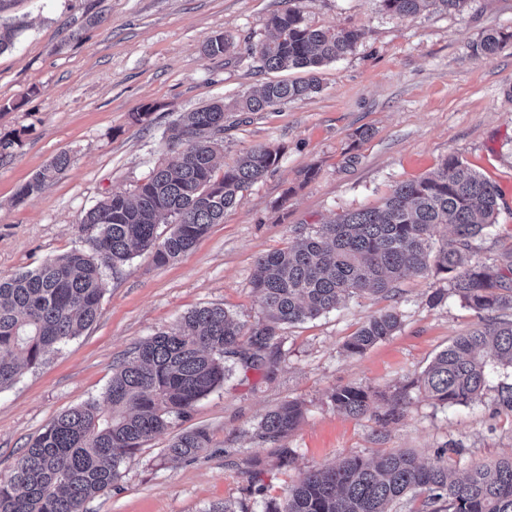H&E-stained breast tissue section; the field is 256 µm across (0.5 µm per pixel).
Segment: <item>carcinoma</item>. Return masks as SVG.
<instances>
[{"mask_svg":"<svg viewBox=\"0 0 512 512\" xmlns=\"http://www.w3.org/2000/svg\"><path fill=\"white\" fill-rule=\"evenodd\" d=\"M386 12L409 19L426 8L462 11L469 0H380ZM270 36L248 55L264 70L321 66L351 52L357 29L313 27L301 10L288 6L269 21ZM512 33L490 32L476 52L493 54ZM231 46L218 35L205 54L218 56ZM319 89L307 80L271 81L255 94L232 102L238 112H260L306 97ZM226 105L216 101L182 113L169 128L171 160L159 163L131 193L103 196L80 218L92 251L73 249L38 268L0 276V390L11 386L21 367L41 364L58 346L81 335L95 321L106 289V271L124 266L138 251L166 264L190 251L214 224L224 220L254 183L280 159V150L256 146L215 175L223 149ZM70 163L59 155L22 185L21 201L57 177ZM498 187L458 156L448 157L429 176L397 185L377 208L344 212L301 235L292 248L257 260L253 288L265 319L250 327L222 307L185 314L175 328L134 348L112 375L109 409L97 402L66 411L39 434L12 474L0 478V512H86L85 504L112 490L120 466L141 444L165 432L174 418L190 414L196 402L224 383L232 360L244 371L274 372L279 362L276 338L282 326L315 318L339 300L362 293L388 295L408 274H423L434 262L449 288L478 318L476 326L440 351L412 388L440 405L466 406L486 387L489 365L512 367V246L493 263L480 261L484 235L496 222ZM170 226L159 239L158 228ZM452 239L441 243L439 228ZM401 324L387 309L369 318L345 343L361 354ZM336 408L359 418L372 409L368 392L355 386L336 389ZM494 405L512 412V383L499 386ZM302 418L299 402L289 400L264 416L261 436L278 441ZM202 428L177 435L168 446L173 460L193 458L208 447ZM448 449L422 463L396 451L372 460L351 457L308 472L285 503L266 512H391L406 497L421 498L416 512H512V455L451 476Z\"/></svg>","mask_w":512,"mask_h":512,"instance_id":"cac0c4a2","label":"carcinoma"}]
</instances>
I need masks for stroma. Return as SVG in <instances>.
I'll return each instance as SVG.
<instances>
[{"label":"stroma","instance_id":"1","mask_svg":"<svg viewBox=\"0 0 512 512\" xmlns=\"http://www.w3.org/2000/svg\"><path fill=\"white\" fill-rule=\"evenodd\" d=\"M296 5L309 25L355 28L360 41L320 68L319 92L262 112H225L220 166L260 145L281 149L278 165L177 260L159 265L144 252L108 273L94 323L0 390V478L58 415L104 401L137 343L204 306L223 307L248 326L262 320L252 285L261 254L337 214L380 205L448 154L502 194L482 260L493 262L512 244V42L489 56L473 52L486 32H512V0H471L460 14L424 11L408 20L380 0ZM285 7V0H0V23L18 28L14 46L0 53V138L12 142L0 152V276L87 247L81 215L108 193L133 191L167 158L163 135L179 113L271 81L247 48L266 38L269 19ZM219 34L232 47L206 55ZM145 106L149 120L134 122ZM61 154L69 167L15 201L18 188ZM439 290L442 303L431 305ZM391 306L402 314L400 328L347 355L348 337ZM477 322L446 277L429 273L403 278L391 297L356 296L283 326L274 375L235 371L126 458L112 490L86 512H208L224 502L266 512L305 473L345 456L408 450L430 461L448 448L463 473L512 455V413L493 407L511 368L491 373L482 398L467 406H443L410 387ZM347 385L377 394L368 415L336 410L330 395ZM402 392L405 408L389 416L387 397ZM288 400L303 405L297 428L277 442L262 438L263 416ZM195 428L208 431L209 448L168 461L173 437Z\"/></svg>","mask_w":512,"mask_h":512}]
</instances>
